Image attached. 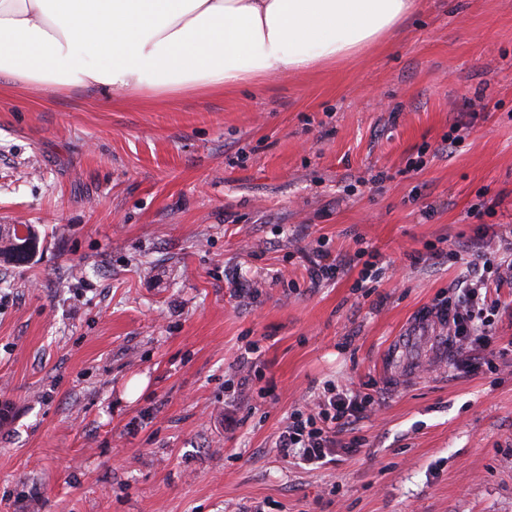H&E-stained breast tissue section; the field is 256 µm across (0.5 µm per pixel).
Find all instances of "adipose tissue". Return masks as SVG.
Returning <instances> with one entry per match:
<instances>
[{
	"instance_id": "adipose-tissue-1",
	"label": "adipose tissue",
	"mask_w": 512,
	"mask_h": 512,
	"mask_svg": "<svg viewBox=\"0 0 512 512\" xmlns=\"http://www.w3.org/2000/svg\"><path fill=\"white\" fill-rule=\"evenodd\" d=\"M416 0H0V78L170 93L309 71L395 31Z\"/></svg>"
}]
</instances>
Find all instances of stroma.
Instances as JSON below:
<instances>
[{
	"mask_svg": "<svg viewBox=\"0 0 512 512\" xmlns=\"http://www.w3.org/2000/svg\"><path fill=\"white\" fill-rule=\"evenodd\" d=\"M14 225L40 243L0 261V512H512V352L426 315L460 258L512 259V0H422L224 90L1 85ZM319 249L346 267L313 288ZM367 384L358 452L277 448L293 409Z\"/></svg>",
	"mask_w": 512,
	"mask_h": 512,
	"instance_id": "obj_1",
	"label": "stroma"
}]
</instances>
